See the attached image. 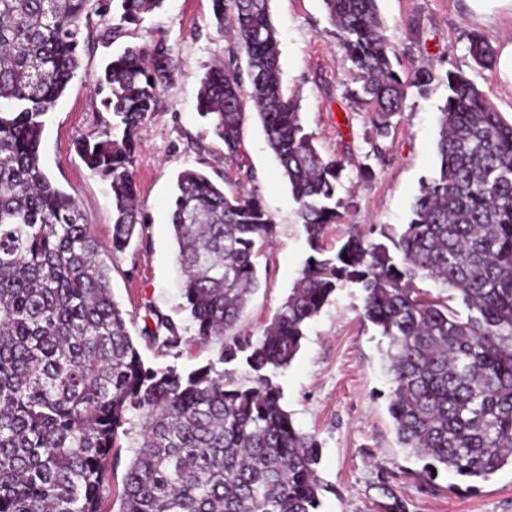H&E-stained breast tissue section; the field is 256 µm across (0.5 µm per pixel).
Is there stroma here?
I'll return each instance as SVG.
<instances>
[{
  "mask_svg": "<svg viewBox=\"0 0 512 512\" xmlns=\"http://www.w3.org/2000/svg\"><path fill=\"white\" fill-rule=\"evenodd\" d=\"M386 37L398 52L399 69L427 64L467 68V37L478 33L492 46L512 38V16L471 18L467 0H377ZM279 32L282 84L300 104L302 123L322 155L345 160L338 194L354 198L356 209L342 223L328 225L325 243L336 251L351 226H389L402 231L421 182L437 167L438 107L444 97L408 96L392 117L383 158L371 151L367 114L346 98L354 84L352 65L338 48L325 20L322 0H271ZM166 41L177 62L174 79L158 89L161 101L137 130L140 150L133 169L144 234L124 252L112 250V193L108 181L87 168L74 150L94 132L100 97L94 76L119 46ZM227 39L217 31L210 0H163L119 43L96 41L64 95L48 112L41 160L52 183L71 195L109 270L112 296L125 312L128 330L146 363L179 370L207 365L215 347L199 343L179 287L177 245L170 209L177 174L194 167L223 183L225 191L257 195L278 226L273 243L258 257L260 286L243 313L241 333L260 337L298 279L309 254L298 205L268 149L255 114L242 128L241 151L227 158L224 144L199 117L200 80L223 59ZM375 176L363 180L362 167ZM254 180H247V173ZM180 328L178 348L143 342L148 310ZM362 291L337 289L305 330L301 349L275 380L295 424L321 444L319 475L325 486L320 512H512V470L505 468L473 492L450 491L456 478L441 473L426 486L423 463L396 440L387 410L389 375L386 338L363 322Z\"/></svg>",
  "mask_w": 512,
  "mask_h": 512,
  "instance_id": "1",
  "label": "stroma"
}]
</instances>
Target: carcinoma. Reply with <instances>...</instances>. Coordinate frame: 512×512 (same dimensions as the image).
Returning <instances> with one entry per match:
<instances>
[{
  "mask_svg": "<svg viewBox=\"0 0 512 512\" xmlns=\"http://www.w3.org/2000/svg\"><path fill=\"white\" fill-rule=\"evenodd\" d=\"M162 2L0 0V512H102L122 447L129 456L117 512H319L320 444L282 406L274 377L344 286L362 289L363 321L388 339V413L427 478L443 469L472 490L512 468V123L459 68L402 76L377 0H323L356 70L359 86L347 98L369 117L373 151L382 154L408 93L447 91L439 170L421 183L408 224L399 234L354 228L327 254L326 226L357 206L336 198L344 161L319 152L298 100L283 91L270 0H211L231 36L224 62L201 79L197 112L234 157L250 99L310 254L265 334L243 336L241 314L259 286L256 247L273 240L277 224L258 197L229 196L199 169L182 170L171 211L182 295L197 340L219 348L190 371L144 361L90 225L51 183L40 147L94 18L105 23L100 37L115 42ZM467 52L474 69L495 64L476 33ZM175 72L170 46L158 40L112 54L95 77L108 116L75 150L110 182L115 253L143 231L135 132ZM422 279L449 295H430ZM149 315L144 339L177 347L178 326ZM236 361L252 385L217 369Z\"/></svg>",
  "mask_w": 512,
  "mask_h": 512,
  "instance_id": "obj_1",
  "label": "carcinoma"
}]
</instances>
